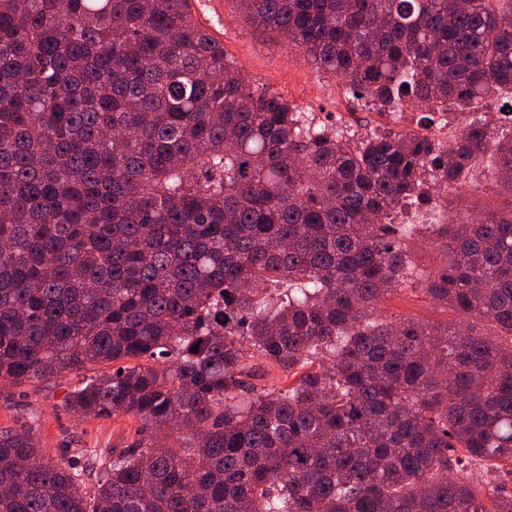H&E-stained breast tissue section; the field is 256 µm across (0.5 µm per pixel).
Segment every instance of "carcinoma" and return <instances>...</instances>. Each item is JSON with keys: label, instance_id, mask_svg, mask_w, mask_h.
Wrapping results in <instances>:
<instances>
[{"label": "carcinoma", "instance_id": "obj_1", "mask_svg": "<svg viewBox=\"0 0 512 512\" xmlns=\"http://www.w3.org/2000/svg\"><path fill=\"white\" fill-rule=\"evenodd\" d=\"M237 3L427 132L315 129L188 0H0V380L83 371L64 408L146 432L89 487L0 430V512H512L471 470L512 475V203L436 229L454 327L378 313L426 179L512 192V137L456 121L512 114V0ZM478 112H470L468 115H462L461 118L469 121L472 119L486 120L491 128L499 135H512L511 116H501L497 106L496 97L488 98L479 106Z\"/></svg>", "mask_w": 512, "mask_h": 512}]
</instances>
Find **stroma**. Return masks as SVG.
I'll list each match as a JSON object with an SVG mask.
<instances>
[{
    "label": "stroma",
    "instance_id": "35a3bbf8",
    "mask_svg": "<svg viewBox=\"0 0 512 512\" xmlns=\"http://www.w3.org/2000/svg\"><path fill=\"white\" fill-rule=\"evenodd\" d=\"M193 20L211 33L233 63L259 88L277 91L291 104L312 113L316 122L336 128L357 140L373 131L416 130L418 115L381 111L372 103L354 100L342 83L307 64L285 40L246 23L236 0H189ZM507 196L495 179L494 161L482 157L473 178L453 193L441 192L434 204L409 208L397 216L400 224L415 225L413 261L418 278L430 276L442 256L436 248L435 224H455L460 218L480 215L507 205ZM379 310L387 320L415 318L443 323L454 320L450 310L431 301L420 289H401L386 296ZM74 376L17 386L0 381V430L29 422L41 448L57 454L68 449L72 459L89 466L93 456L121 452L137 438L138 421L117 414L108 418L82 417L63 409L60 402Z\"/></svg>",
    "mask_w": 512,
    "mask_h": 512
}]
</instances>
